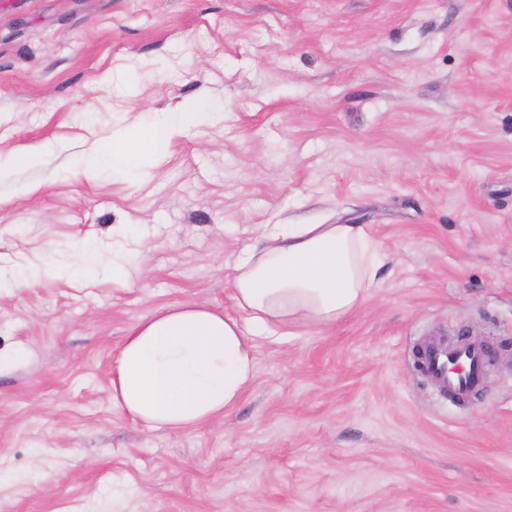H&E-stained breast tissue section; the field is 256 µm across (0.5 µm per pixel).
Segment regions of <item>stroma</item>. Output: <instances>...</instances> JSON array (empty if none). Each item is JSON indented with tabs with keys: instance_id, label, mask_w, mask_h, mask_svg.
Wrapping results in <instances>:
<instances>
[{
	"instance_id": "stroma-1",
	"label": "stroma",
	"mask_w": 512,
	"mask_h": 512,
	"mask_svg": "<svg viewBox=\"0 0 512 512\" xmlns=\"http://www.w3.org/2000/svg\"><path fill=\"white\" fill-rule=\"evenodd\" d=\"M196 100L213 120L81 172ZM264 224L365 225L376 287L258 342L224 418L133 422L124 337L231 309ZM21 267L47 273L0 293V512H512V0H0V277ZM440 336L490 346L467 404L414 367Z\"/></svg>"
}]
</instances>
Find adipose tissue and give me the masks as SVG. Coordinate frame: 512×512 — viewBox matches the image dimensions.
<instances>
[{"label":"adipose tissue","mask_w":512,"mask_h":512,"mask_svg":"<svg viewBox=\"0 0 512 512\" xmlns=\"http://www.w3.org/2000/svg\"><path fill=\"white\" fill-rule=\"evenodd\" d=\"M201 110L169 113L106 144L84 173L119 168L162 148ZM378 245L361 224H267L236 257L234 312L189 302L132 328L112 364V402L140 424L174 432L232 410L255 380V346L336 326L376 285Z\"/></svg>","instance_id":"1"}]
</instances>
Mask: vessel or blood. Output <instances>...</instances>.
Segmentation results:
<instances>
[{
    "label": "vessel or blood",
    "instance_id": "obj_1",
    "mask_svg": "<svg viewBox=\"0 0 512 512\" xmlns=\"http://www.w3.org/2000/svg\"><path fill=\"white\" fill-rule=\"evenodd\" d=\"M486 351L474 343L444 346L427 344L423 369L449 396L467 395L477 390L483 379Z\"/></svg>",
    "mask_w": 512,
    "mask_h": 512
}]
</instances>
